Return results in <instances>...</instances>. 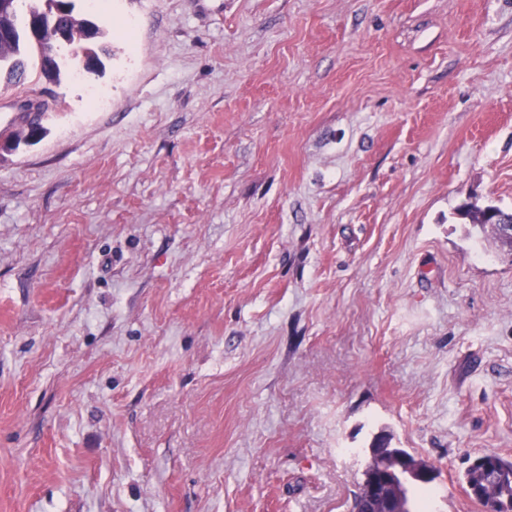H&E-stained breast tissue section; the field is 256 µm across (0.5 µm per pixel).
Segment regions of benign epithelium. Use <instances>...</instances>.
<instances>
[{"mask_svg": "<svg viewBox=\"0 0 512 512\" xmlns=\"http://www.w3.org/2000/svg\"><path fill=\"white\" fill-rule=\"evenodd\" d=\"M22 132L24 136H16L4 148L11 150L22 140H37L42 133L40 121L24 123ZM367 456L353 512H415V488L431 484L440 476L437 465L403 448L391 447L384 433L374 437Z\"/></svg>", "mask_w": 512, "mask_h": 512, "instance_id": "obj_1", "label": "benign epithelium"}]
</instances>
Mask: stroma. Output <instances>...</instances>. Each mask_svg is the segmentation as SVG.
I'll return each instance as SVG.
<instances>
[{"instance_id": "obj_1", "label": "stroma", "mask_w": 512, "mask_h": 512, "mask_svg": "<svg viewBox=\"0 0 512 512\" xmlns=\"http://www.w3.org/2000/svg\"><path fill=\"white\" fill-rule=\"evenodd\" d=\"M76 11L99 65L30 69L0 152V512H352L381 431L483 512L512 250L458 208L512 210V0Z\"/></svg>"}]
</instances>
